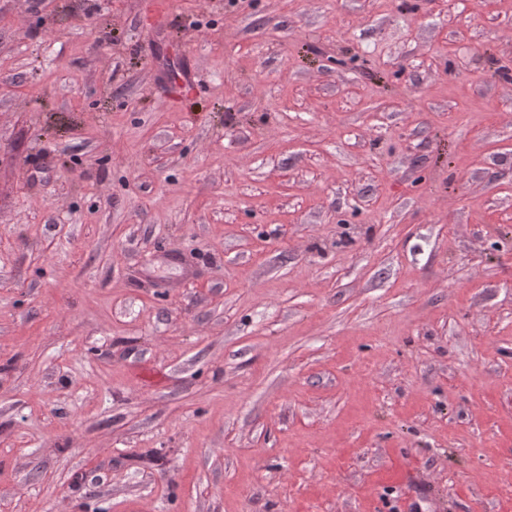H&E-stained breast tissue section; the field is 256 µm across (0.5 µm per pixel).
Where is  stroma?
Listing matches in <instances>:
<instances>
[{"label":"stroma","mask_w":512,"mask_h":512,"mask_svg":"<svg viewBox=\"0 0 512 512\" xmlns=\"http://www.w3.org/2000/svg\"><path fill=\"white\" fill-rule=\"evenodd\" d=\"M512 0H0V512H512Z\"/></svg>","instance_id":"stroma-1"}]
</instances>
